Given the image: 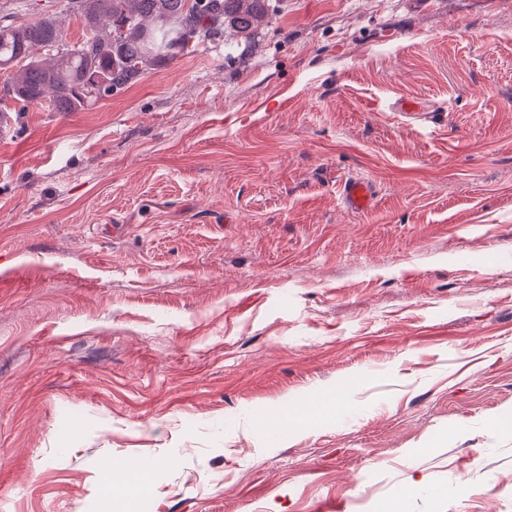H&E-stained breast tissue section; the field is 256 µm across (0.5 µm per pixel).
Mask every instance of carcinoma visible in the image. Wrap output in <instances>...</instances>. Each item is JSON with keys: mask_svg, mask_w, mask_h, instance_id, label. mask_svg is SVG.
Listing matches in <instances>:
<instances>
[{"mask_svg": "<svg viewBox=\"0 0 512 512\" xmlns=\"http://www.w3.org/2000/svg\"><path fill=\"white\" fill-rule=\"evenodd\" d=\"M87 27L106 17L112 32L66 45L49 18L0 28V69L17 68L3 96L25 104L53 93L55 112H75L88 100L112 96L153 66L168 63L194 44L216 40L228 29L249 45L268 23L272 0H81ZM41 45L42 62L30 57Z\"/></svg>", "mask_w": 512, "mask_h": 512, "instance_id": "cac0c4a2", "label": "carcinoma"}]
</instances>
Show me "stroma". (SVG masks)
Masks as SVG:
<instances>
[{
	"label": "stroma",
	"instance_id": "35a3bbf8",
	"mask_svg": "<svg viewBox=\"0 0 512 512\" xmlns=\"http://www.w3.org/2000/svg\"><path fill=\"white\" fill-rule=\"evenodd\" d=\"M276 7L245 65L0 100V512H380L412 478L406 512H512V0ZM46 17L109 31L0 0ZM393 112H399V115L408 123L418 125H437L443 121L446 116L444 107L439 106L435 109H425L419 102L397 99L389 104ZM340 195L347 210L352 213H363L374 201L373 184L365 177H351L341 185ZM339 406V400L329 399L324 401L309 402L300 407L289 410L282 418L283 425H289L295 429H302L316 420L319 416L331 413Z\"/></svg>",
	"mask_w": 512,
	"mask_h": 512
}]
</instances>
